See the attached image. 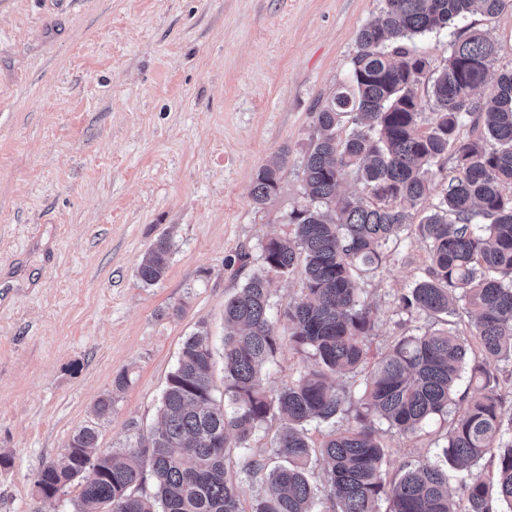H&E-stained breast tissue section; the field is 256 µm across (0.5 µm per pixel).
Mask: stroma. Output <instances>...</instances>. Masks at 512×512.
Returning a JSON list of instances; mask_svg holds the SVG:
<instances>
[{
	"mask_svg": "<svg viewBox=\"0 0 512 512\" xmlns=\"http://www.w3.org/2000/svg\"><path fill=\"white\" fill-rule=\"evenodd\" d=\"M383 5L0 0V512H74L77 484L33 494L72 434L94 427L111 450L155 429L185 338L206 325L222 351L224 302L253 272L226 261L291 235L314 114L347 82L356 36ZM469 22L498 48L491 77L512 71V7ZM278 156L279 189L257 206L255 174ZM455 166L442 160L414 227L361 278L379 317L371 352L433 326L398 297L429 263L416 224ZM162 235L170 265L147 288L137 267ZM108 393L112 414L97 419ZM448 426H380L389 473L434 460Z\"/></svg>",
	"mask_w": 512,
	"mask_h": 512,
	"instance_id": "35a3bbf8",
	"label": "stroma"
}]
</instances>
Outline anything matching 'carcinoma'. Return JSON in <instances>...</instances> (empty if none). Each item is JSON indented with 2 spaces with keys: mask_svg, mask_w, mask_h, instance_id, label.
Here are the masks:
<instances>
[{
  "mask_svg": "<svg viewBox=\"0 0 512 512\" xmlns=\"http://www.w3.org/2000/svg\"><path fill=\"white\" fill-rule=\"evenodd\" d=\"M510 1L384 0L380 16L357 34L348 84L314 115L318 135L303 160L308 204L288 215L294 233L263 243L255 270L224 303V400L213 396V349L201 325L167 377L159 427L102 453L95 452V429L77 430L62 461L39 472L36 496L53 498L78 479L75 512H245L244 486L262 482L268 493L251 512H317L324 505L327 512H380L382 501L386 512H499V504L512 512V418L503 420L498 378L487 366L512 360V72L489 82L496 46L465 24L476 13L499 14ZM445 29L447 63L432 71L412 42ZM424 77L433 112L426 130L416 95ZM466 120L476 137H460ZM344 122L350 129L341 138ZM487 138L498 148L487 151ZM450 148L455 174L417 225L429 266L398 308L436 320L464 303L484 358L471 366V391L445 435L442 460L410 462L391 477L378 426L414 435L448 416L469 345L448 330H427L396 339L369 362L378 317L362 299L356 272L377 268L388 242L411 226V210L428 196L434 167ZM284 164L258 169L255 204L276 194ZM350 177L366 185L367 199L339 193ZM171 255V239H157L137 268L140 282L161 281ZM300 258L303 297L274 314L272 276L292 272ZM285 335L311 364L272 392L265 369ZM359 374L363 391L353 411L351 395L333 379ZM277 417L281 462L270 467L252 455L251 442ZM344 418L348 425L336 426ZM314 420L334 426L317 449L307 428ZM318 455L327 465L322 497L310 479ZM486 456L496 459L487 477L476 470ZM450 466L459 472L456 499Z\"/></svg>",
  "mask_w": 512,
  "mask_h": 512,
  "instance_id": "1",
  "label": "carcinoma"
}]
</instances>
